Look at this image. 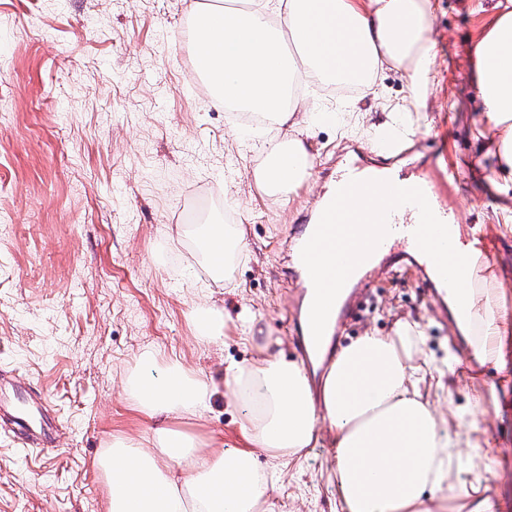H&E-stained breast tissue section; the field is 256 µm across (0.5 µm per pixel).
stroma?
I'll use <instances>...</instances> for the list:
<instances>
[{
	"mask_svg": "<svg viewBox=\"0 0 512 512\" xmlns=\"http://www.w3.org/2000/svg\"><path fill=\"white\" fill-rule=\"evenodd\" d=\"M191 0H0V369L16 371L44 394L57 424L54 445L36 451L0 434V512H106L94 460L111 435L141 434L148 421L122 395L120 380L144 348L201 370L217 390L194 430L243 446L240 414L227 406L224 365L247 362L255 347L238 337L205 346L190 315L204 297L229 317L254 314L277 351L298 358L297 283L286 244L308 222L342 157L369 148L317 126L309 141L312 176L288 201L267 197L250 177L255 156L238 140L232 108L202 104L188 30ZM496 0H431L435 64L425 106L408 97L405 77L387 67L385 96L360 98L366 122L411 112L401 161L429 174L447 151L461 172L448 196L463 231L480 226L481 247L512 309V231L503 207L493 137L472 73L476 41ZM242 224L247 246L230 286L203 290L168 232L188 224ZM365 308L334 345L367 332L388 334L400 319L422 323L436 360L465 358L450 315L422 277L370 272ZM446 417L474 412V440H489L482 464L460 478L494 512H512V335L498 368L463 366L442 403ZM334 450L322 439L299 463L279 466L273 512H336Z\"/></svg>",
	"mask_w": 512,
	"mask_h": 512,
	"instance_id": "stroma-1",
	"label": "stroma"
}]
</instances>
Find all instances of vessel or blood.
<instances>
[{
  "label": "vessel or blood",
  "mask_w": 512,
  "mask_h": 512,
  "mask_svg": "<svg viewBox=\"0 0 512 512\" xmlns=\"http://www.w3.org/2000/svg\"><path fill=\"white\" fill-rule=\"evenodd\" d=\"M455 168L445 165L438 167L433 178L406 172L399 168L366 164L360 156L346 158L334 178V188H341L352 180H387L399 187L420 188L435 215L445 223H455L456 218L448 207V186L456 181ZM419 223L416 206L406 204L393 210L388 216L389 234L376 250L349 277L331 310L326 330L334 332L347 318L358 299V286L364 277L378 266L381 257L399 253V263L427 271L437 298H444L448 288L440 278L434 263L417 247L413 232ZM315 230L314 224L305 225L301 234L288 247V263L294 270L301 297H312L313 285L301 260V250ZM299 342L306 356L328 359L331 342L314 344L308 315L299 319ZM0 428L11 434L23 446L43 448L52 444L56 435L54 417L42 395L33 390L19 376L10 371L0 370Z\"/></svg>",
  "instance_id": "1"
}]
</instances>
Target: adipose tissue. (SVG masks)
<instances>
[{
	"instance_id": "1",
	"label": "adipose tissue",
	"mask_w": 512,
	"mask_h": 512,
	"mask_svg": "<svg viewBox=\"0 0 512 512\" xmlns=\"http://www.w3.org/2000/svg\"><path fill=\"white\" fill-rule=\"evenodd\" d=\"M495 8L474 47L475 80L497 133L492 155L512 179V0H497ZM190 16L198 35L196 67L215 87L217 103L244 105L275 129L251 171L268 197L287 200L310 178L308 128L327 124L372 140L413 128L407 112L362 126L350 97L335 112L285 102L295 73L376 98V75L388 66L406 76L414 101L427 99L434 65L430 0H251L246 10L196 5ZM246 238L241 224L180 226L175 236L215 283L230 281ZM465 276L468 287L447 298L450 310H467L457 314L455 328L480 365L497 364L512 314L480 251L472 252ZM191 324L196 341L226 339L227 321L214 302L196 305ZM259 350L260 357L224 369V397L241 413L243 449L174 426L175 418L209 408L215 388L205 376L177 359L159 361L149 349L138 356L121 388L152 425L138 437H111L99 450L95 468L106 512H268L276 475L257 468L256 452L277 462L301 460L324 427L332 434L340 512H493L490 498L461 492L451 507L442 495L462 462L485 458L489 450L465 435L474 418L457 415L460 437L445 428L437 393L456 366L433 363L420 323L400 320L389 335L357 337L336 354L317 396L300 362L274 353L269 339Z\"/></svg>"
}]
</instances>
